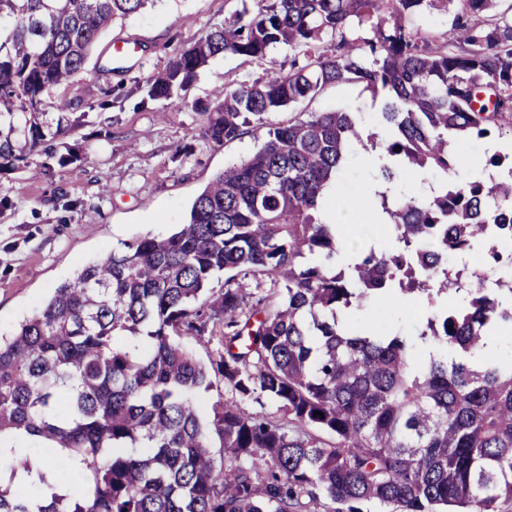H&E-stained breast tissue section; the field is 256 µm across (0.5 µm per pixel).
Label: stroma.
I'll list each match as a JSON object with an SVG mask.
<instances>
[{"instance_id":"obj_1","label":"stroma","mask_w":512,"mask_h":512,"mask_svg":"<svg viewBox=\"0 0 512 512\" xmlns=\"http://www.w3.org/2000/svg\"><path fill=\"white\" fill-rule=\"evenodd\" d=\"M257 10V0H155L141 12L110 24L99 36L80 81L67 96L90 108L80 122L58 131L53 100L43 110L54 131L58 155L77 159L52 167L43 153L25 166L0 172V335H11L30 317L51 288L73 279L89 262L120 242L146 234L164 235L183 223L198 192L218 172L248 158L266 130L252 127L242 139L216 146L192 136L199 117L195 103L223 100L236 83L288 65V51L274 50L262 64L219 56L200 73L187 95L139 108L138 82L167 64L171 54L240 6ZM128 41L139 53L112 71V45ZM382 98L361 84L325 88L302 104L305 112L346 109L363 115L364 134L381 133ZM423 317L400 300L380 296L350 308L351 324L412 334Z\"/></svg>"}]
</instances>
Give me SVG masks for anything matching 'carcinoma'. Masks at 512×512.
Returning <instances> with one entry per match:
<instances>
[{
    "label": "carcinoma",
    "instance_id": "obj_1",
    "mask_svg": "<svg viewBox=\"0 0 512 512\" xmlns=\"http://www.w3.org/2000/svg\"><path fill=\"white\" fill-rule=\"evenodd\" d=\"M147 2L0 0V170L53 156L43 100L84 73L103 29ZM495 3L264 0L137 85L144 106L187 93L219 55L292 54L288 70L198 108L214 145L255 124L267 137L203 187L184 223L121 243L0 336V512H303L322 498L339 512H499L512 502V361L480 355L489 336L512 332V286L462 289L448 271V255L512 213V152L486 160L506 174L487 181L460 176L454 157L460 137L512 139V18L491 13ZM438 4L448 29L413 27ZM341 83L387 97L385 135L372 144L390 160L379 178L393 184L403 167L441 175L431 196L382 195L393 245L350 260L341 225L319 212L362 140L361 113L270 121ZM394 289L426 303L415 336L342 319ZM188 336L216 344L209 362L180 343ZM425 346L437 354L416 360ZM220 384L231 399L196 398ZM28 440L55 466L34 467ZM73 479L77 492H56Z\"/></svg>",
    "mask_w": 512,
    "mask_h": 512
}]
</instances>
